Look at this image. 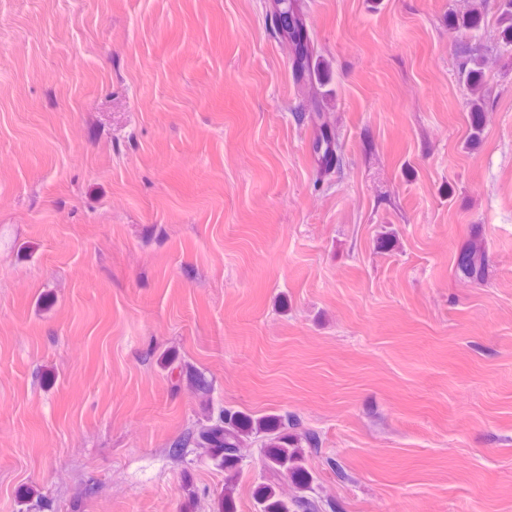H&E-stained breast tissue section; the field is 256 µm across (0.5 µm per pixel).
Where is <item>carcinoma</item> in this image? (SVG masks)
I'll use <instances>...</instances> for the list:
<instances>
[{"mask_svg": "<svg viewBox=\"0 0 512 512\" xmlns=\"http://www.w3.org/2000/svg\"><path fill=\"white\" fill-rule=\"evenodd\" d=\"M286 14L291 18L288 25H277L281 37L288 44L292 71L302 81L301 91L309 107L315 112L317 133L315 152L321 156L325 170L338 168L342 164V150L333 130L330 116L320 107L321 79L313 63L315 49L312 38L303 19L298 0H278L274 18ZM500 23L505 25L502 38L512 43V0H501ZM486 60L476 53L464 61L459 70L461 79L470 91V141L477 140L483 131L484 105L481 81ZM487 255L483 243L471 241L461 252L457 271L467 281H480L486 269ZM299 420L289 414L253 418L231 408L223 409L218 418L195 425L183 439L174 442L173 452L192 445L204 448L216 465L227 471L224 482V512H233V490L239 479L238 463L242 449L248 447L251 439H259L263 451L265 469L275 475H288L295 484L296 494L284 497L276 487L267 484L255 494L257 512H322L321 500L304 495L309 488V474L305 467L303 445L316 448L319 438L312 431L295 433Z\"/></svg>", "mask_w": 512, "mask_h": 512, "instance_id": "carcinoma-1", "label": "carcinoma"}]
</instances>
